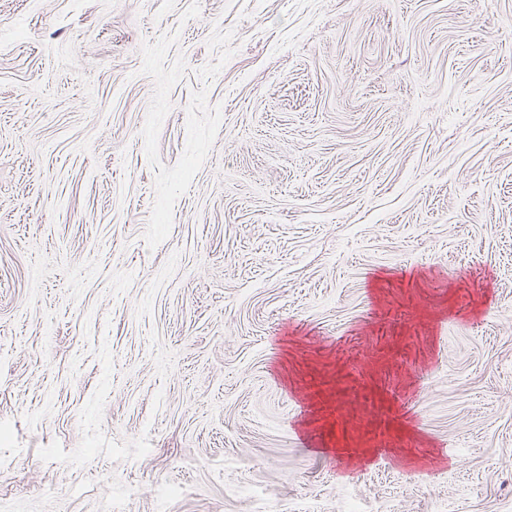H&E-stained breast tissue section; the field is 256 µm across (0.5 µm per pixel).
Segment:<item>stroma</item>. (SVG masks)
Returning a JSON list of instances; mask_svg holds the SVG:
<instances>
[{
  "instance_id": "obj_1",
  "label": "stroma",
  "mask_w": 512,
  "mask_h": 512,
  "mask_svg": "<svg viewBox=\"0 0 512 512\" xmlns=\"http://www.w3.org/2000/svg\"><path fill=\"white\" fill-rule=\"evenodd\" d=\"M0 512H512V0H0Z\"/></svg>"
}]
</instances>
